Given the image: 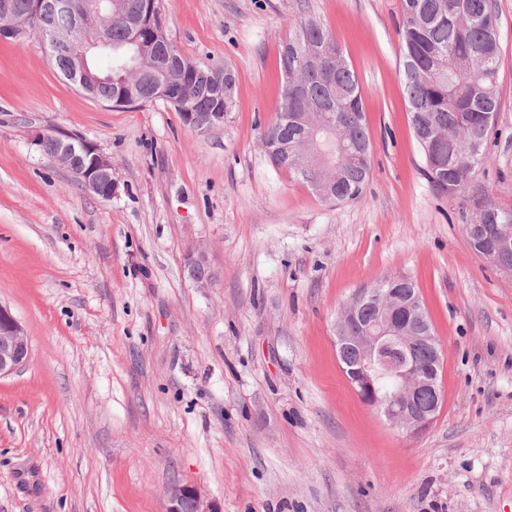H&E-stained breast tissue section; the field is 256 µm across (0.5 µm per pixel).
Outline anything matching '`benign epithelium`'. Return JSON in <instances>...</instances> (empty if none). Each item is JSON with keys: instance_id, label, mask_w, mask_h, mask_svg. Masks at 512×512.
I'll return each mask as SVG.
<instances>
[{"instance_id": "benign-epithelium-1", "label": "benign epithelium", "mask_w": 512, "mask_h": 512, "mask_svg": "<svg viewBox=\"0 0 512 512\" xmlns=\"http://www.w3.org/2000/svg\"><path fill=\"white\" fill-rule=\"evenodd\" d=\"M53 18L56 26H38L42 18ZM112 25V0H100L92 9L86 0H33L29 12L15 11L12 0H0V38L17 32L39 31L50 49L51 60L68 55L66 75L72 84L91 98L97 88L112 80L88 65L86 48L102 29ZM183 122L193 130L206 133L224 124L222 112H185ZM51 140L49 154L67 166L86 190L102 198L117 192L112 176V160L100 149L70 136L40 132L36 141ZM466 229L469 236L483 243L484 258L505 273L512 274L509 256V224H487L481 209L471 211ZM189 278L207 286L212 274L204 255L187 264ZM375 302L378 316L370 323L360 321L362 308ZM336 346L340 356L352 352L353 367L348 377L357 394L368 405L382 412L389 422L413 433L427 428L443 402L438 368L442 349L432 332L415 289L399 292L393 288L364 291L356 295L341 313L336 327ZM425 347L432 352L431 363L424 367L416 352ZM29 341L18 320L0 305V378L10 375L26 362ZM428 397L423 402L421 398ZM166 512H220L217 505L202 498L191 486H174L168 495Z\"/></svg>"}]
</instances>
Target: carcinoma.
Returning <instances> with one entry per match:
<instances>
[{
    "mask_svg": "<svg viewBox=\"0 0 512 512\" xmlns=\"http://www.w3.org/2000/svg\"><path fill=\"white\" fill-rule=\"evenodd\" d=\"M143 0H112V77L124 73L131 57L142 70L140 77L169 72V103L182 112H215L224 107V94L194 86L191 60L170 41L148 55L133 43L131 20L142 22L141 35L160 32V8L142 15ZM406 99L414 132L424 158L443 162L452 156L456 166L443 179L440 169L427 167L433 187L440 193L465 198L485 156L471 157L466 144L474 137L489 139L500 102L497 94L499 36L493 0H401L399 26ZM280 70H293L298 83L282 85L277 118L263 134L265 140L288 139V149L303 152L309 130L316 139L332 126L351 134V151L363 160L343 169L336 184L337 201L358 198L365 187L373 154L358 80L330 30L314 18L302 21L280 45ZM480 203L490 224H512V211L496 206L489 194Z\"/></svg>",
    "mask_w": 512,
    "mask_h": 512,
    "instance_id": "1",
    "label": "carcinoma"
}]
</instances>
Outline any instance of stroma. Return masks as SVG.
Listing matches in <instances>:
<instances>
[{
    "instance_id": "35a3bbf8",
    "label": "stroma",
    "mask_w": 512,
    "mask_h": 512,
    "mask_svg": "<svg viewBox=\"0 0 512 512\" xmlns=\"http://www.w3.org/2000/svg\"><path fill=\"white\" fill-rule=\"evenodd\" d=\"M479 182L512 210V0ZM188 58L230 64L235 102L201 134L156 100L114 109L55 69L39 33L0 40V304L29 356L0 378V512H166L175 484L221 512H512V275L467 242L415 139L400 0H160ZM342 46L373 144L360 197L326 202L261 142L279 45L304 19ZM112 161L88 192L36 133ZM204 255L207 287L188 276ZM411 278L443 349L423 432L353 391L336 321Z\"/></svg>"
}]
</instances>
